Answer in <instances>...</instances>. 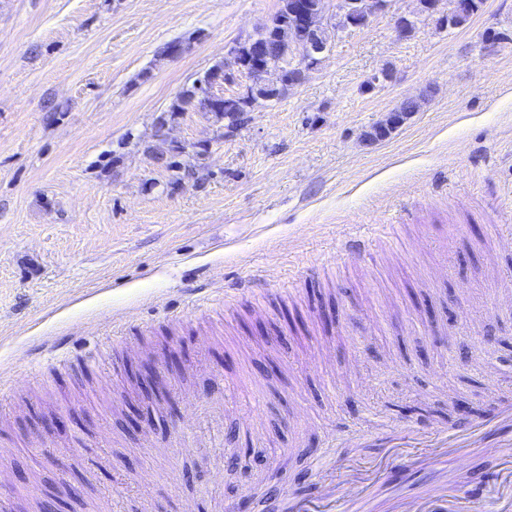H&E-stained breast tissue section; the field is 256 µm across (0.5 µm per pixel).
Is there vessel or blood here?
Wrapping results in <instances>:
<instances>
[{"instance_id":"1","label":"vessel or blood","mask_w":512,"mask_h":512,"mask_svg":"<svg viewBox=\"0 0 512 512\" xmlns=\"http://www.w3.org/2000/svg\"><path fill=\"white\" fill-rule=\"evenodd\" d=\"M512 434V404L483 417L468 431L399 426L364 428L351 437L356 448H387L385 465L341 463L325 472L313 493L282 496L284 512H491L481 491L464 494L448 487V456L467 448L502 446L500 432Z\"/></svg>"}]
</instances>
